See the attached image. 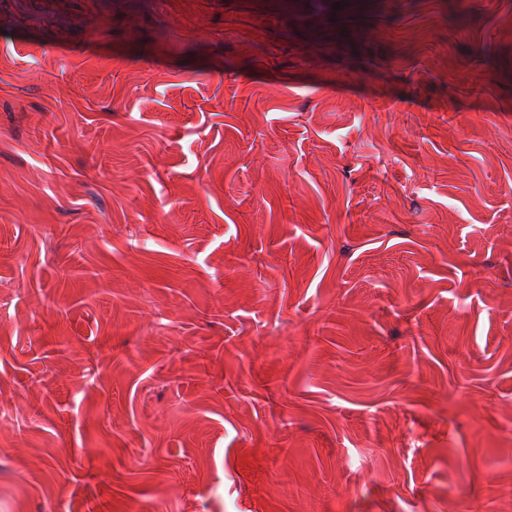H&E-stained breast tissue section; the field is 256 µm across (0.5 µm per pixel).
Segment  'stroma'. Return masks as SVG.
<instances>
[{"mask_svg": "<svg viewBox=\"0 0 512 512\" xmlns=\"http://www.w3.org/2000/svg\"><path fill=\"white\" fill-rule=\"evenodd\" d=\"M0 0V512H512V0Z\"/></svg>", "mask_w": 512, "mask_h": 512, "instance_id": "stroma-1", "label": "stroma"}]
</instances>
